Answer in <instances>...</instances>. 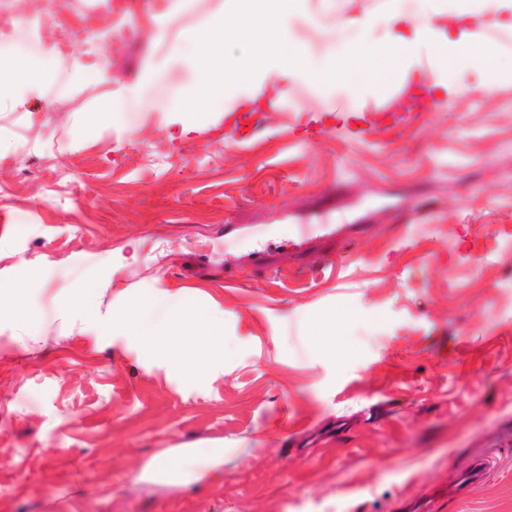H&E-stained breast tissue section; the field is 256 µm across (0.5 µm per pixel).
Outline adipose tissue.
Masks as SVG:
<instances>
[{
    "label": "adipose tissue",
    "mask_w": 512,
    "mask_h": 512,
    "mask_svg": "<svg viewBox=\"0 0 512 512\" xmlns=\"http://www.w3.org/2000/svg\"><path fill=\"white\" fill-rule=\"evenodd\" d=\"M309 0H225L223 14L205 19L183 35L173 60L151 64L137 95L107 101L100 118L129 127L145 108L177 115L182 132L195 131L215 112H253L276 92L278 81L293 79L324 100L336 88L352 97L383 94L390 81L405 76L420 55H427L436 75L434 88L459 93L448 73L459 59L482 61L479 88L490 92L512 82V65L500 62L493 48L474 30L475 19L504 27L512 21V0H386L384 14L339 11L336 0H321L335 11L334 36L320 51L298 44L294 27L308 21ZM383 26L381 41L367 40L368 30ZM243 47L230 59L225 44ZM354 59L351 68L340 57ZM185 63L189 75L179 84L166 74L172 63ZM58 68L40 41L0 45V107L19 104L36 87L57 85ZM29 285L17 280L0 289V321L14 324L26 336L42 332V323L28 298ZM69 329L91 328L101 335L119 334L144 354L162 358L184 374H201L210 360L224 353V321L208 307L189 302L185 291H164L134 300L101 316L97 291L85 287L59 295ZM224 476V451L192 448L155 454L138 476L139 482L181 486Z\"/></svg>",
    "instance_id": "obj_1"
}]
</instances>
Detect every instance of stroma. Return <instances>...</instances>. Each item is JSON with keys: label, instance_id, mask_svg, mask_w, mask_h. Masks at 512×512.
<instances>
[{"label": "stroma", "instance_id": "obj_1", "mask_svg": "<svg viewBox=\"0 0 512 512\" xmlns=\"http://www.w3.org/2000/svg\"><path fill=\"white\" fill-rule=\"evenodd\" d=\"M108 2L0 0V41L92 76L0 110V282L30 280L45 323H0V512H512V84L477 91L473 62L446 99L414 73L340 88L343 129L284 81L241 135L220 112L129 130L100 104L224 0ZM92 278L104 314L179 289L222 312L223 358L189 378L123 336H62L59 290ZM312 319L334 322L318 356ZM217 440L223 480L137 482ZM479 457L488 479L449 495Z\"/></svg>", "mask_w": 512, "mask_h": 512}]
</instances>
